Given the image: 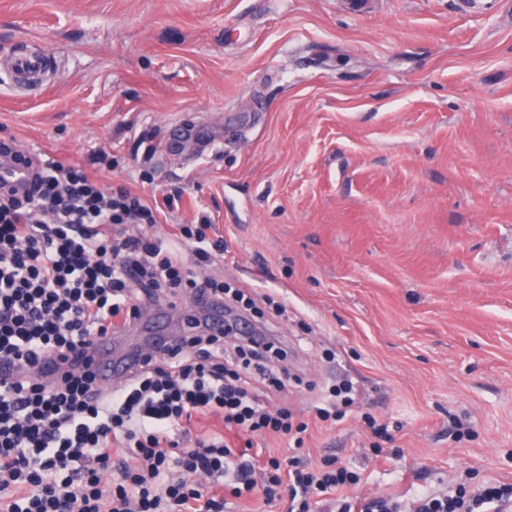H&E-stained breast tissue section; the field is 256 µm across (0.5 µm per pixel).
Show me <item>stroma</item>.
<instances>
[{"label": "stroma", "mask_w": 512, "mask_h": 512, "mask_svg": "<svg viewBox=\"0 0 512 512\" xmlns=\"http://www.w3.org/2000/svg\"><path fill=\"white\" fill-rule=\"evenodd\" d=\"M15 46L59 75L0 78V138L181 191L158 234L209 215L201 274L285 304L289 379L261 394L305 443L254 452L338 458L364 497L512 482V0H0ZM190 128L221 151L191 163ZM342 380L354 405L321 421Z\"/></svg>", "instance_id": "obj_1"}]
</instances>
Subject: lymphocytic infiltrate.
Masks as SVG:
<instances>
[{"mask_svg": "<svg viewBox=\"0 0 512 512\" xmlns=\"http://www.w3.org/2000/svg\"><path fill=\"white\" fill-rule=\"evenodd\" d=\"M127 186L103 185L82 168L36 160L25 193L0 196V512H224V497L287 484L289 512H311L312 492L335 494L336 512H506L512 482L458 483L406 503L354 495L358 473L334 460L317 469L288 463V478L257 485L259 461L233 447L234 434H272L302 446L305 425L263 407L260 383H279L269 337L205 333L147 357L121 385L105 390L81 359L119 321L184 292L196 303L246 289L197 277L193 265L223 256L208 217L174 225L176 247L155 233L172 206ZM212 418L218 428L191 435Z\"/></svg>", "mask_w": 512, "mask_h": 512, "instance_id": "lymphocytic-infiltrate-1", "label": "lymphocytic infiltrate"}]
</instances>
